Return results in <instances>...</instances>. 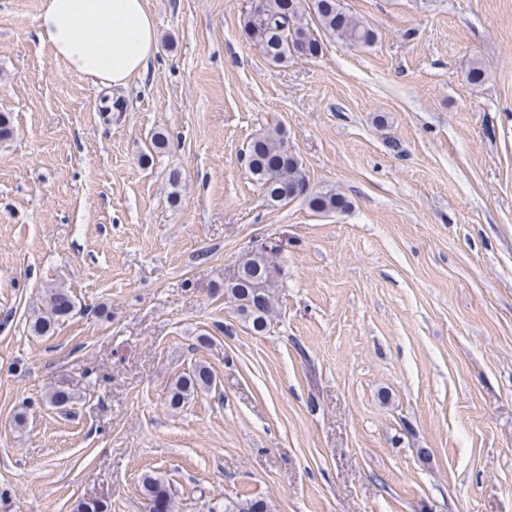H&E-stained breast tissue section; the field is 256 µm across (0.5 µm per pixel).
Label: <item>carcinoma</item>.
Instances as JSON below:
<instances>
[{"mask_svg": "<svg viewBox=\"0 0 512 512\" xmlns=\"http://www.w3.org/2000/svg\"><path fill=\"white\" fill-rule=\"evenodd\" d=\"M314 8L317 27L343 43L369 45L375 40V32L346 13L341 0H314ZM302 9V0H259L258 8L250 7L244 14L245 34L274 63L288 61L297 45H309L317 50L322 47L321 37L305 21ZM246 158L249 171L272 205L301 199L315 212L344 211L350 206L346 198L333 191H312L302 162L288 152L277 134L255 137L248 146ZM279 275L273 261L266 254L256 252L240 264L237 276L224 284V294L237 303L240 315L256 333L266 332L271 323ZM74 309L75 301L68 290H48L45 311L35 315L31 332L36 336L52 333ZM211 384L210 371L201 364L195 365L173 383L168 392L170 408H182L197 390ZM143 491L148 501L164 507L163 512H173L172 495L162 480L145 477ZM224 512H270V509L265 499L253 497L224 504Z\"/></svg>", "mask_w": 512, "mask_h": 512, "instance_id": "carcinoma-1", "label": "carcinoma"}]
</instances>
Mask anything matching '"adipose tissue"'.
<instances>
[{"mask_svg": "<svg viewBox=\"0 0 512 512\" xmlns=\"http://www.w3.org/2000/svg\"><path fill=\"white\" fill-rule=\"evenodd\" d=\"M36 33L68 69L108 88L142 75L158 40L147 0H42Z\"/></svg>", "mask_w": 512, "mask_h": 512, "instance_id": "ef3b65f1", "label": "adipose tissue"}]
</instances>
